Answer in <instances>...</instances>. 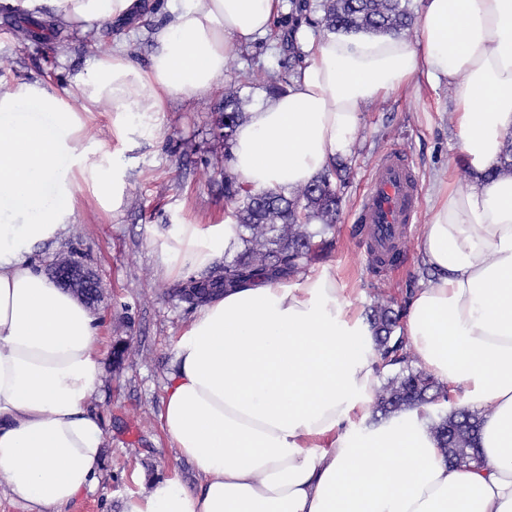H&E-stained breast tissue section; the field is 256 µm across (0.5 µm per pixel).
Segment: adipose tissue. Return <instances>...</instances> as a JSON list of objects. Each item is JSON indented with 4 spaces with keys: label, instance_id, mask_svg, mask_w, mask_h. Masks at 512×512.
<instances>
[{
    "label": "adipose tissue",
    "instance_id": "obj_1",
    "mask_svg": "<svg viewBox=\"0 0 512 512\" xmlns=\"http://www.w3.org/2000/svg\"><path fill=\"white\" fill-rule=\"evenodd\" d=\"M81 31L138 0H24ZM415 40L316 36L285 91L248 112L232 148L239 181L288 195L346 156L366 108L424 78L453 89L470 181L434 184L420 237L433 274L404 334L456 406L482 413L481 460L448 465L419 411L363 427L378 387L372 332L336 279L310 270L226 292L177 336L160 419L196 487L151 480L124 512H512V174L491 175L512 138V0H420ZM147 65L112 42L56 91L0 84V484L28 512H63L102 474L100 321L31 263L83 204L123 203V180L89 128L125 137L147 112L213 91L228 57L269 34L284 0H167ZM236 245L233 220L179 225L161 244L170 275Z\"/></svg>",
    "mask_w": 512,
    "mask_h": 512
}]
</instances>
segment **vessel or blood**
Instances as JSON below:
<instances>
[{
    "mask_svg": "<svg viewBox=\"0 0 512 512\" xmlns=\"http://www.w3.org/2000/svg\"><path fill=\"white\" fill-rule=\"evenodd\" d=\"M420 209L418 182L408 159L398 153L383 156L375 167L354 214L365 242L382 266L395 260V250Z\"/></svg>",
    "mask_w": 512,
    "mask_h": 512,
    "instance_id": "vessel-or-blood-1",
    "label": "vessel or blood"
}]
</instances>
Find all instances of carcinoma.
I'll return each mask as SVG.
<instances>
[{
  "label": "carcinoma",
  "instance_id": "obj_1",
  "mask_svg": "<svg viewBox=\"0 0 512 512\" xmlns=\"http://www.w3.org/2000/svg\"><path fill=\"white\" fill-rule=\"evenodd\" d=\"M317 7L321 11L318 25L325 33L398 34L413 19L409 0H318ZM253 77L274 92L289 82L287 75L268 70H259ZM223 117L224 137L217 141L228 147L242 120L240 98L231 85L224 91ZM501 173H512V139L489 171L491 175ZM348 179L347 165L338 163L286 196L273 190H249L235 174L224 172V199L232 207L242 250L204 274L188 278L179 288L182 302L193 309L226 288L241 287L260 277L292 279L322 259L332 245L327 235L336 228L341 190ZM405 312L406 305L383 296L377 297L367 312L373 351L382 367H394V373L377 390L376 407L383 418L450 402L447 387L429 376L412 352L401 325ZM425 415L448 464L480 461L479 414L453 407Z\"/></svg>",
  "mask_w": 512,
  "mask_h": 512
}]
</instances>
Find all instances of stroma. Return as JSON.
Wrapping results in <instances>:
<instances>
[{
  "label": "stroma",
  "mask_w": 512,
  "mask_h": 512,
  "mask_svg": "<svg viewBox=\"0 0 512 512\" xmlns=\"http://www.w3.org/2000/svg\"><path fill=\"white\" fill-rule=\"evenodd\" d=\"M154 0H143L142 14L113 25L133 60L147 64L158 17ZM34 21L10 0H0V75L17 81H41L61 89L69 75L85 69L99 46L91 35L62 27L51 42L24 38ZM291 21L280 15L271 35L236 51L226 62L224 80L234 83L243 112L262 100L264 87L251 80L258 69L281 70L288 60ZM452 90L409 88L382 98L365 110L345 161L351 169L336 226L335 246L321 268L335 276L343 298L366 308L376 292L397 300L422 287L418 240L429 213L420 208L416 224L401 244L404 264L387 271L373 262L366 244L353 232L352 216L367 178L388 152L406 154L418 176L421 198L458 161L460 139L452 123ZM224 105L223 89L171 103L163 116L165 135L156 140L149 118L132 116L131 132L113 142L112 165L123 176L125 193L117 212L104 216L84 206L61 237L33 249L43 270L71 257L96 274L103 294L95 314L101 320L99 348L102 384L93 404L103 418L104 468L95 492L78 496L65 512H123L125 498L145 491L150 479L177 476L188 487L200 473L178 457L160 422L163 387L175 340L193 312L180 304L176 286L164 275L160 245L179 224L223 221L231 209L224 200V171L232 163L212 134L213 116ZM126 342L122 368L112 364V348Z\"/></svg>",
  "instance_id": "1"
}]
</instances>
